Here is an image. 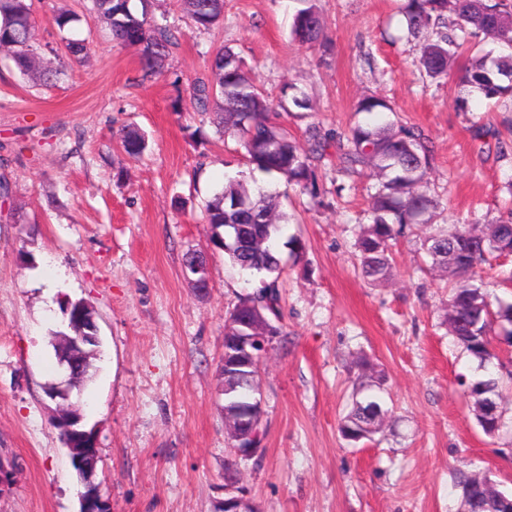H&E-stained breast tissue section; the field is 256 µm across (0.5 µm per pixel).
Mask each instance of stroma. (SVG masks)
Returning <instances> with one entry per match:
<instances>
[{
	"mask_svg": "<svg viewBox=\"0 0 512 512\" xmlns=\"http://www.w3.org/2000/svg\"><path fill=\"white\" fill-rule=\"evenodd\" d=\"M327 49L293 40L304 0H225L224 23L202 31L176 0H149L151 21L177 28L180 47L143 79L135 49L116 46L89 0H34L35 36L56 46L54 11L79 17L89 57L60 60L43 83L0 60V461L10 477L0 512H79L84 483L52 423L48 384L60 381L54 344L63 300L95 312L101 346L92 379L71 400L96 427L93 480L112 512H218L233 452L224 431V316L257 278L213 251L202 213L227 178L266 184L288 216L278 238L285 333L264 355L258 389L266 436L258 463L240 464L256 512H461L462 469L512 489V427L485 434L466 385L477 364L448 329L452 285L423 243L454 227H486L512 209V160L498 134L512 108L473 98L458 109L463 48L447 79L419 70L402 31V0H316ZM228 46L279 98L294 85L312 104L277 112L296 141L308 126L347 133L368 122L359 98L393 106L391 122L422 129L430 149L431 223L393 246L389 281L363 278L354 246L370 221L368 174L318 168L316 194L248 164L236 137L216 136L190 87ZM127 126L149 146L126 153ZM208 255L209 288L184 275L187 251ZM479 275L492 302L512 304V257ZM383 378L389 417L373 441L349 445L338 427L360 359Z\"/></svg>",
	"mask_w": 512,
	"mask_h": 512,
	"instance_id": "stroma-1",
	"label": "stroma"
}]
</instances>
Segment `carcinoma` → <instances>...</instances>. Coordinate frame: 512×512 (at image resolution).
Here are the masks:
<instances>
[{"label": "carcinoma", "mask_w": 512, "mask_h": 512, "mask_svg": "<svg viewBox=\"0 0 512 512\" xmlns=\"http://www.w3.org/2000/svg\"><path fill=\"white\" fill-rule=\"evenodd\" d=\"M97 18L106 24L112 40L124 47L138 49L142 78L160 73L162 62L179 46L177 31L167 25L152 24L147 11L132 10L130 0H91ZM193 25L210 30L224 22V0H177ZM408 34L420 41L418 64L433 82L448 76L457 48L481 37L512 40V11L504 3L488 0H407L404 7ZM79 16L62 10L53 16L59 31H70ZM293 38L305 44H323L324 21L316 5L299 10L293 19ZM43 48L35 37L33 0H0V52L5 54L24 75L56 79L61 70L43 65ZM75 61L86 57L85 40L73 35L61 38L53 49ZM512 59L488 60L485 55L473 57L465 66L461 82L474 88L488 100L512 95ZM275 100L256 83L243 59L232 48L222 47L213 56L209 72L191 85V103L196 111L224 113L219 135L237 136L246 152L248 163L266 173H280L304 190L315 188L318 163L326 156L329 142L336 141L340 169L358 173L365 168L374 171L379 187L371 197V223L357 237L355 248L360 257L362 275L372 281L389 279L393 273L392 241L413 224H427L437 208L427 181L428 148L424 135L414 126L395 127L389 123L356 125L346 135L324 131L316 125L306 130L305 144L288 136V132L271 119V113L287 110V90ZM355 111L380 115L392 111L382 97L368 95L355 105ZM129 154H137L147 146L144 133L127 128L119 134ZM203 219L214 229L211 243L224 250L229 262L242 270L262 275L261 286L239 296L234 307L225 313L224 335L235 329L234 309L250 301L259 304L270 317L274 335H284L281 324L279 278L283 261L274 248V239L286 214L280 211L277 194L269 189L252 188L246 182L229 178L221 191L207 202ZM424 245L433 264L453 272L456 277L450 289L452 315L448 323L457 344L483 365L497 361L498 374L468 385L469 391L482 394L476 402V419L486 434L499 431L497 422L504 420L500 406V381L512 380V361L500 359L493 345L492 327L496 321L512 325V304L492 309L487 295L473 283L476 269L494 254L512 251V210L501 215L479 239L471 231L455 228L428 236ZM96 342L83 345L75 361L83 366V378L90 377L91 359L97 353ZM257 373L249 378H227L224 406L251 395ZM364 385L356 388L352 405L342 418L339 431L353 443L372 440L379 433L383 419L373 418L367 404L378 401L374 394L358 396ZM455 486L461 491L462 512H504L497 499L499 489L484 482L478 474L458 472Z\"/></svg>", "instance_id": "cac0c4a2"}]
</instances>
